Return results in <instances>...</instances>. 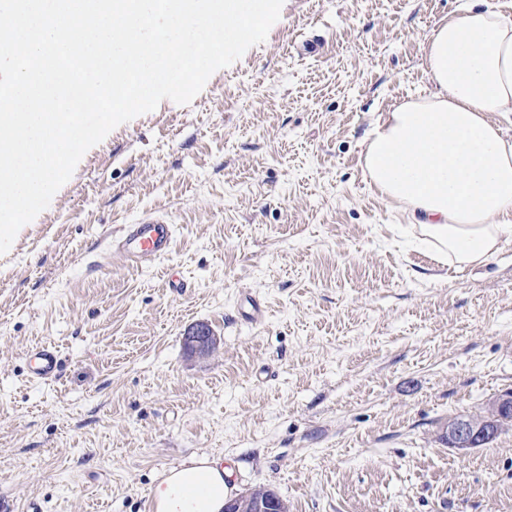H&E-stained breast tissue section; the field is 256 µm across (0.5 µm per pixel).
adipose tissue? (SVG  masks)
Wrapping results in <instances>:
<instances>
[{
	"label": "adipose tissue",
	"mask_w": 512,
	"mask_h": 512,
	"mask_svg": "<svg viewBox=\"0 0 512 512\" xmlns=\"http://www.w3.org/2000/svg\"><path fill=\"white\" fill-rule=\"evenodd\" d=\"M426 99L388 112L365 147L376 189L416 217L436 262L481 265L512 244V140L491 119L512 112V18L464 7L429 36ZM224 463L193 457L154 485L152 512H224Z\"/></svg>",
	"instance_id": "adipose-tissue-1"
}]
</instances>
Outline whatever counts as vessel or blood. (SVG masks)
Here are the masks:
<instances>
[{"label": "vessel or blood", "mask_w": 512, "mask_h": 512, "mask_svg": "<svg viewBox=\"0 0 512 512\" xmlns=\"http://www.w3.org/2000/svg\"><path fill=\"white\" fill-rule=\"evenodd\" d=\"M173 231L162 220L125 225L113 243L114 255L128 264L141 265L167 255L172 247ZM60 369L58 353L53 346L43 344L30 353L29 376L36 381L55 377Z\"/></svg>", "instance_id": "obj_1"}]
</instances>
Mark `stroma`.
<instances>
[{"mask_svg": "<svg viewBox=\"0 0 512 512\" xmlns=\"http://www.w3.org/2000/svg\"><path fill=\"white\" fill-rule=\"evenodd\" d=\"M466 2L286 0L191 103L85 153L0 257V512H150L194 456L288 512H512V426L445 439L512 391V245L437 265L363 161L387 112L433 93L426 40ZM155 217L168 255L113 258ZM40 344L54 380L28 377ZM185 343L191 350L205 352L213 349L214 337L208 325L197 324L185 336Z\"/></svg>", "mask_w": 512, "mask_h": 512, "instance_id": "35a3bbf8", "label": "stroma"}]
</instances>
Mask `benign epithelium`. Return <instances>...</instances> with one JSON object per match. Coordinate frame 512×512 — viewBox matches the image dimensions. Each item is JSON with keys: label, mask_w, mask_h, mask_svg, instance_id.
Masks as SVG:
<instances>
[{"label": "benign epithelium", "mask_w": 512, "mask_h": 512, "mask_svg": "<svg viewBox=\"0 0 512 512\" xmlns=\"http://www.w3.org/2000/svg\"><path fill=\"white\" fill-rule=\"evenodd\" d=\"M187 347L205 352L213 349L214 337L209 326L198 324L185 336ZM512 420V394L501 395L487 404L479 416H459L448 422V443L459 450H466L481 439H494ZM277 503L276 494L271 489H255L236 496L224 508V512H265L267 503Z\"/></svg>", "instance_id": "benign-epithelium-1"}]
</instances>
